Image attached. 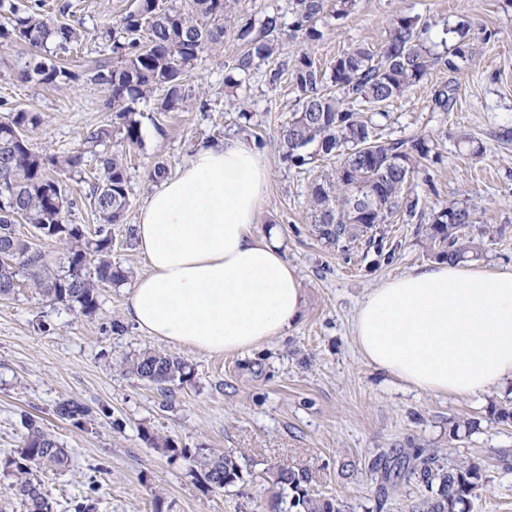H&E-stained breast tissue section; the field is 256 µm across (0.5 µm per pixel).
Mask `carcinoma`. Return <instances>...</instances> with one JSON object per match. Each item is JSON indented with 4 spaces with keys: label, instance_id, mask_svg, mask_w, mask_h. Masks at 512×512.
<instances>
[{
    "label": "carcinoma",
    "instance_id": "1",
    "mask_svg": "<svg viewBox=\"0 0 512 512\" xmlns=\"http://www.w3.org/2000/svg\"><path fill=\"white\" fill-rule=\"evenodd\" d=\"M326 0H292L290 32L305 41L321 38L316 23ZM13 21L0 27V42L21 44L27 53L18 57L15 74L24 82L50 87L70 85L80 74L57 63V59L81 44L85 31L78 20L63 21L42 13V4L10 3ZM232 22L231 0H192L188 12L164 7V0H137L134 10L121 20L124 40L112 43L116 62H100L87 73L89 80L106 91L105 105L112 120L90 131L88 147L107 146L119 137L121 148L97 155L99 178L90 190V205L98 226L94 237L85 226L70 219L76 201L50 172L78 174L83 153L43 154L35 151L29 134L42 123L41 114L14 109L0 121V296L22 285L43 298L79 306L86 315L98 310L101 287L128 279L129 271L112 264V225L125 220L130 206L128 177L123 150L142 145L135 105L159 94L158 111L182 107L185 98L184 68L218 43ZM284 25L280 17L268 16L250 48L236 58L234 69L249 76L258 63L272 58ZM426 28L415 16H400L388 26L384 44L377 50L365 44L351 47L336 57L325 76L312 59L301 55L292 66L290 81L297 93L298 109L279 140V151L289 165L302 168L321 158H336L333 172L321 176L311 187L308 206L313 234L346 253L357 243L384 252L380 226L395 217L409 221L427 217L419 229L432 257L451 264L479 261L492 229L476 223L474 210L465 203L450 202L424 213L426 193L434 191L430 166L438 161L435 138L414 134L391 138L378 133L390 120L383 110L388 102L406 95L436 65L439 58L424 46ZM330 79L336 91H326ZM455 102L454 88L435 90L430 111L447 112ZM421 178L425 192L416 190ZM41 230L46 244L65 247L63 260L53 262L44 250L16 230V217ZM125 369L140 380L163 386L191 377L187 364L172 355L143 351L126 358ZM101 409L77 399L57 403L56 416L75 425L90 422ZM21 445L4 467L14 469L10 487L26 512H54L42 481L33 472L61 473L72 457L49 432L43 419L25 412ZM154 448L169 459L193 453L199 476L214 489L234 487L243 480L242 467L231 452L210 448H177L167 439L151 438ZM380 476L377 493L386 494L392 472L423 485L430 495L421 512H470L474 498L489 482L486 469L467 461L445 463L438 451L415 448L408 455L381 453L371 462ZM270 507L277 512H341L330 499L315 494L304 470L269 473Z\"/></svg>",
    "mask_w": 512,
    "mask_h": 512
}]
</instances>
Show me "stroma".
Wrapping results in <instances>:
<instances>
[{
	"instance_id": "1",
	"label": "stroma",
	"mask_w": 512,
	"mask_h": 512,
	"mask_svg": "<svg viewBox=\"0 0 512 512\" xmlns=\"http://www.w3.org/2000/svg\"><path fill=\"white\" fill-rule=\"evenodd\" d=\"M70 2L85 39L65 63L83 73L96 61L111 59L100 33L120 30L136 0ZM289 8V0H234L237 25L185 68L183 108L161 112L152 98L137 104L142 144L126 152L130 207L124 223L113 228L112 261L133 277L148 271L137 249L127 246L126 232L153 189L148 172L155 163L174 173L201 142L258 135L270 170L258 232L275 230L297 271L304 288L301 317L258 351L208 355L168 345L134 326L124 335L113 334L109 323L123 318L131 280L101 288L92 316L52 303L31 288L0 296V460L20 445V413L42 417L73 456L70 470L42 475L55 512H74L76 502L89 494L95 512H270L264 479L288 468L309 469L313 491L336 500L342 512H371L377 488L373 458L416 447L486 464L491 480L472 512H512V468L503 469L492 457L496 450L512 451V426L492 416L493 406L512 398V391L418 392L368 364L354 342L353 319L366 292L431 264L417 222L395 218L385 225V244L395 249L390 261L363 245L343 254L318 240L307 209L309 186L336 162L299 169L283 160L278 139L298 108L296 93L288 77L268 81L270 71L293 65L301 53L326 71L351 46L380 47L391 19H426L424 39L432 52L442 55L459 47L463 53L455 59L456 70L434 66L407 95L389 102L392 122L383 133L393 138L440 134L441 158L431 170L435 190L427 196V208L470 203L478 223L502 230L487 243L483 268L512 265V0H358L347 18L324 12L317 24L319 40L307 43L283 34L278 53L259 63L246 83L225 86V75L246 50L238 24L284 15ZM461 25L467 30L463 37L456 32ZM21 51L0 44V119L13 109L40 113L42 123L31 135L35 149L75 151L90 131L110 123L106 94L89 80L64 89L18 80L13 62ZM444 85L454 87L456 103L451 111L432 113V96ZM240 102L251 114L244 133L238 130ZM463 134L483 144L482 156L469 154L459 141ZM98 167L88 152L80 176H59L78 202L74 221L91 231L96 217L87 194ZM145 350L183 359L192 370L190 380L172 385L164 396L123 371L122 359ZM70 398L106 412L81 427L60 421L53 408ZM452 417L475 419L479 428L450 439ZM155 437L181 448L232 452L244 480L226 490L209 488L193 475L191 460L172 462L157 452L151 444Z\"/></svg>"
}]
</instances>
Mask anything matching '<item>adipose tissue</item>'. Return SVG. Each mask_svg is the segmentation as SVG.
I'll use <instances>...</instances> for the list:
<instances>
[{"label": "adipose tissue", "mask_w": 512, "mask_h": 512, "mask_svg": "<svg viewBox=\"0 0 512 512\" xmlns=\"http://www.w3.org/2000/svg\"><path fill=\"white\" fill-rule=\"evenodd\" d=\"M269 170L237 137L199 145L159 181L135 226L148 271L125 318L172 346L251 353L299 318L302 285L276 237L257 235ZM370 364L431 394L479 395L512 383V266L445 262L370 289L354 319Z\"/></svg>", "instance_id": "ef3b65f1"}]
</instances>
